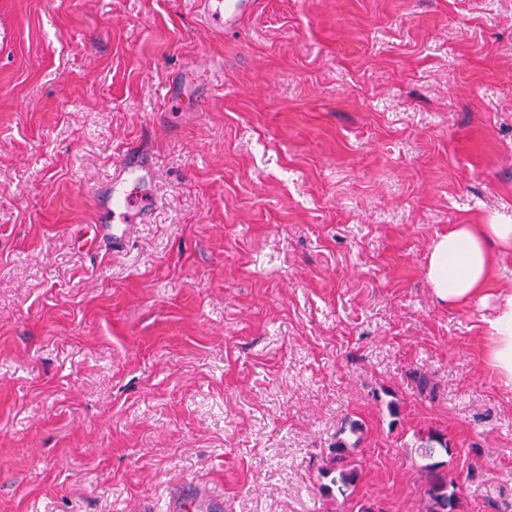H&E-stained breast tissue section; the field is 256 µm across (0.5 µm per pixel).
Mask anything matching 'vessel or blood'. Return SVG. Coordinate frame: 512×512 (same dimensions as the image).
Returning <instances> with one entry per match:
<instances>
[{
    "mask_svg": "<svg viewBox=\"0 0 512 512\" xmlns=\"http://www.w3.org/2000/svg\"><path fill=\"white\" fill-rule=\"evenodd\" d=\"M197 21L207 29H235L255 11L259 0H189ZM156 171L137 147L101 182L87 188L97 213L99 237L112 249L125 247L138 225L150 223L156 209Z\"/></svg>",
    "mask_w": 512,
    "mask_h": 512,
    "instance_id": "b4317fda",
    "label": "vessel or blood"
}]
</instances>
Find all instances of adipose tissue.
Instances as JSON below:
<instances>
[{"label":"adipose tissue","mask_w":512,"mask_h":512,"mask_svg":"<svg viewBox=\"0 0 512 512\" xmlns=\"http://www.w3.org/2000/svg\"><path fill=\"white\" fill-rule=\"evenodd\" d=\"M512 249V224H452L438 235L426 276L435 298L462 306L481 296L493 277L490 244ZM485 361L495 377L512 388V293L502 296L489 323Z\"/></svg>","instance_id":"adipose-tissue-1"}]
</instances>
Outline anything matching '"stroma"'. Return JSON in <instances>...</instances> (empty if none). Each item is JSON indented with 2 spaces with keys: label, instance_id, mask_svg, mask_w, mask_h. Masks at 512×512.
I'll return each mask as SVG.
<instances>
[{
  "label": "stroma",
  "instance_id": "obj_1",
  "mask_svg": "<svg viewBox=\"0 0 512 512\" xmlns=\"http://www.w3.org/2000/svg\"><path fill=\"white\" fill-rule=\"evenodd\" d=\"M0 0V512H512V289L448 307L452 224H512V0ZM222 70L166 98L185 56ZM138 145L162 203L119 251L85 187ZM362 424L347 500L318 468ZM188 3L202 26L218 32L235 29L260 4L258 0H189ZM488 329L485 361L495 377L512 388V293L501 297ZM430 473L425 490L427 512H462V498L457 479L450 473L440 472L436 463L424 465Z\"/></svg>",
  "mask_w": 512,
  "mask_h": 512
}]
</instances>
